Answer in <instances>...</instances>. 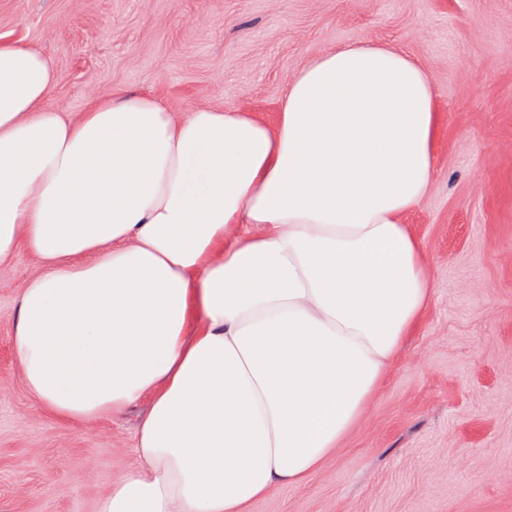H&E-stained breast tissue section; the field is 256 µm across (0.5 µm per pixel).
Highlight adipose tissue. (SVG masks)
Returning a JSON list of instances; mask_svg holds the SVG:
<instances>
[{
	"label": "adipose tissue",
	"instance_id": "1",
	"mask_svg": "<svg viewBox=\"0 0 512 512\" xmlns=\"http://www.w3.org/2000/svg\"><path fill=\"white\" fill-rule=\"evenodd\" d=\"M42 54L0 42V269L21 379L65 424L148 402L140 468L99 512H248L310 479L432 302L406 224L436 165L420 63L362 40L312 58L275 122L116 92L46 107Z\"/></svg>",
	"mask_w": 512,
	"mask_h": 512
}]
</instances>
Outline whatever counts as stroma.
Segmentation results:
<instances>
[{"instance_id":"obj_1","label":"stroma","mask_w":512,"mask_h":512,"mask_svg":"<svg viewBox=\"0 0 512 512\" xmlns=\"http://www.w3.org/2000/svg\"><path fill=\"white\" fill-rule=\"evenodd\" d=\"M364 38L435 86V174L405 218L432 302L362 425L250 512H512V0H0V39L50 59L58 112L120 88L271 121L308 60ZM38 268L23 250L0 271V512H98L138 465L142 410L68 425L29 396L11 326Z\"/></svg>"}]
</instances>
